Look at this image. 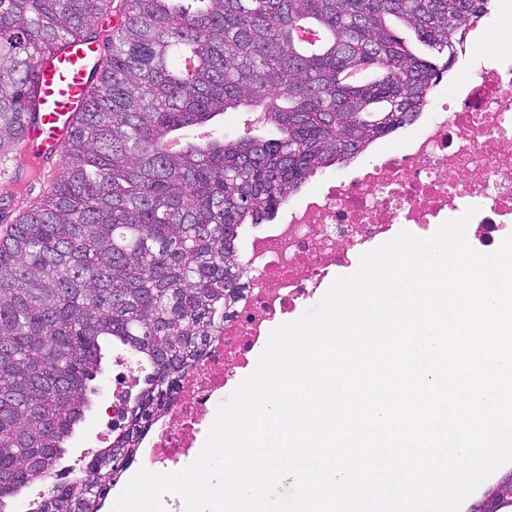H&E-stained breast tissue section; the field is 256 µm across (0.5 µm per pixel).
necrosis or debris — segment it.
I'll return each instance as SVG.
<instances>
[{"mask_svg": "<svg viewBox=\"0 0 512 512\" xmlns=\"http://www.w3.org/2000/svg\"><path fill=\"white\" fill-rule=\"evenodd\" d=\"M453 54L474 75L454 77L452 94L431 89L400 152L377 153L342 178L324 179L253 238L243 297L145 438L144 469L156 471L197 451L216 403L269 328L314 297L355 254L390 237L395 225L423 238L430 225L475 206L479 213L467 227L472 248L491 250L512 236V19L499 29L491 57L473 62L464 44Z\"/></svg>", "mask_w": 512, "mask_h": 512, "instance_id": "obj_1", "label": "necrosis or debris"}]
</instances>
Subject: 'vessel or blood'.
Listing matches in <instances>:
<instances>
[{"label":"vessel or blood","instance_id":"1","mask_svg":"<svg viewBox=\"0 0 512 512\" xmlns=\"http://www.w3.org/2000/svg\"><path fill=\"white\" fill-rule=\"evenodd\" d=\"M96 54V45L75 40L39 60L41 117L26 127L22 150L15 158L16 167H26L57 153L67 140L84 100L86 77Z\"/></svg>","mask_w":512,"mask_h":512}]
</instances>
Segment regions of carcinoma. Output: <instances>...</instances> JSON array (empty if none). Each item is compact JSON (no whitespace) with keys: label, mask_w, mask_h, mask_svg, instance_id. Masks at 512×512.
<instances>
[{"label":"carcinoma","mask_w":512,"mask_h":512,"mask_svg":"<svg viewBox=\"0 0 512 512\" xmlns=\"http://www.w3.org/2000/svg\"><path fill=\"white\" fill-rule=\"evenodd\" d=\"M0 0V161L38 120L37 59L100 47L41 199L0 229V512L51 478L112 337L151 371L126 425L40 512H101L240 299L239 237L411 122L490 0ZM301 24L324 39L302 47ZM412 31L425 55L396 36ZM357 74L348 80L346 75ZM247 108L235 138L183 132ZM512 512V471L484 491Z\"/></svg>","instance_id":"cac0c4a2"}]
</instances>
